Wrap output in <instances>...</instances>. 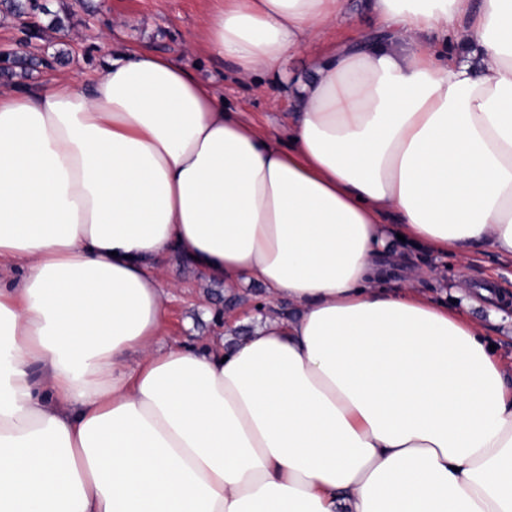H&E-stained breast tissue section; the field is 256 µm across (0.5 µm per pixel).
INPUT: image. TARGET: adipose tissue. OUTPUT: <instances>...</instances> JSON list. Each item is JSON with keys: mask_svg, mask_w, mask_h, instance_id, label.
I'll list each match as a JSON object with an SVG mask.
<instances>
[{"mask_svg": "<svg viewBox=\"0 0 512 512\" xmlns=\"http://www.w3.org/2000/svg\"><path fill=\"white\" fill-rule=\"evenodd\" d=\"M345 0H213L196 47L279 74ZM288 138L158 53L0 84V512H512V371L390 277L512 261V0H365ZM293 314L165 341L156 275Z\"/></svg>", "mask_w": 512, "mask_h": 512, "instance_id": "obj_1", "label": "adipose tissue"}]
</instances>
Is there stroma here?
Listing matches in <instances>:
<instances>
[{
	"label": "stroma",
	"instance_id": "obj_1",
	"mask_svg": "<svg viewBox=\"0 0 512 512\" xmlns=\"http://www.w3.org/2000/svg\"><path fill=\"white\" fill-rule=\"evenodd\" d=\"M64 19L65 29L50 31L44 40L29 45L35 61L28 82L44 83L62 73L83 80L105 51L104 32L112 41L169 56L198 79L212 83L224 95L228 108L240 112L269 134L285 138L293 102L288 94V74L311 72L313 54L334 40L365 41L378 35V26L363 8V0H345V13L335 26L315 37L308 47L288 54L287 75L275 77L240 75L232 63L220 64L195 53L190 44L209 14L211 0H42ZM415 274L417 286L428 295L469 300L468 315L487 331L499 357L512 361V263L490 251L469 263L442 258L414 248L405 254L404 265L395 267V279ZM163 284L171 285L166 301V336L170 343L201 342L218 335L225 319H253L255 304L265 302L262 285L240 290L242 304L224 307L225 288L205 284L197 274L172 259L159 269Z\"/></svg>",
	"mask_w": 512,
	"mask_h": 512
}]
</instances>
